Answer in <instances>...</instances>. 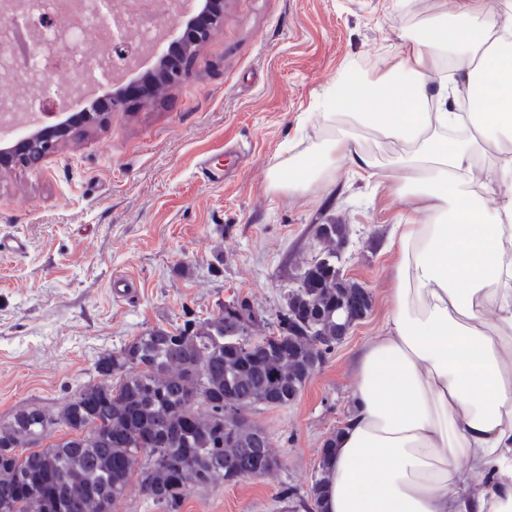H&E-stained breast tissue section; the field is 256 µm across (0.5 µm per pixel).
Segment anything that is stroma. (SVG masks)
Returning <instances> with one entry per match:
<instances>
[{"mask_svg":"<svg viewBox=\"0 0 512 512\" xmlns=\"http://www.w3.org/2000/svg\"><path fill=\"white\" fill-rule=\"evenodd\" d=\"M455 0H226L224 21L185 61L180 80L122 111L73 126L31 167L0 170V421L24 406L57 409L97 358L151 327L207 318L247 300L265 336L320 224H344L343 272L373 297L368 316L327 355L297 399L260 407L280 465L267 475L192 489L182 512H303L324 443L350 414L365 345L385 333L397 219L413 207L392 163L370 143L371 180L337 169L306 193L275 191L268 173L321 143L317 103L345 67L399 55L401 33ZM235 159L223 183L200 163ZM137 292L114 299L112 281ZM288 501H279L282 489Z\"/></svg>","mask_w":512,"mask_h":512,"instance_id":"35a3bbf8","label":"stroma"}]
</instances>
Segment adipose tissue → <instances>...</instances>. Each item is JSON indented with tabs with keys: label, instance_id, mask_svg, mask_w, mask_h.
Returning a JSON list of instances; mask_svg holds the SVG:
<instances>
[{
	"label": "adipose tissue",
	"instance_id": "1",
	"mask_svg": "<svg viewBox=\"0 0 512 512\" xmlns=\"http://www.w3.org/2000/svg\"><path fill=\"white\" fill-rule=\"evenodd\" d=\"M483 11L456 0L402 35L396 63L338 72L320 115L341 126L269 171L275 190H309L341 163L372 177L367 132L399 145L417 188L393 227L390 324L358 361L323 512H512V196L487 211L475 178L497 145L495 176L512 182V24Z\"/></svg>",
	"mask_w": 512,
	"mask_h": 512
}]
</instances>
